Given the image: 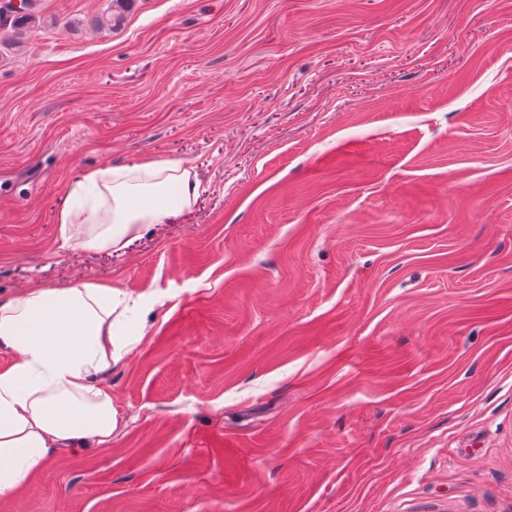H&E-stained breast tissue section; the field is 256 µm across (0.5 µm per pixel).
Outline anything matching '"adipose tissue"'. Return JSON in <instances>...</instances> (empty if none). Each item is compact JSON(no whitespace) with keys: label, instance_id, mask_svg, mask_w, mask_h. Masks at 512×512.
<instances>
[{"label":"adipose tissue","instance_id":"1","mask_svg":"<svg viewBox=\"0 0 512 512\" xmlns=\"http://www.w3.org/2000/svg\"><path fill=\"white\" fill-rule=\"evenodd\" d=\"M199 182L179 161H143L85 172L57 216L63 245L120 251L143 225L192 207ZM96 233L75 238L76 225ZM148 299L109 284L34 285L0 298V499L28 485L57 452L108 443L118 425L101 371L146 334Z\"/></svg>","mask_w":512,"mask_h":512}]
</instances>
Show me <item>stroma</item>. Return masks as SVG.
<instances>
[{"label":"stroma","instance_id":"stroma-1","mask_svg":"<svg viewBox=\"0 0 512 512\" xmlns=\"http://www.w3.org/2000/svg\"><path fill=\"white\" fill-rule=\"evenodd\" d=\"M38 0L0 42V298L154 303L121 417L0 512H512V0ZM193 206L61 246L84 170Z\"/></svg>","mask_w":512,"mask_h":512}]
</instances>
